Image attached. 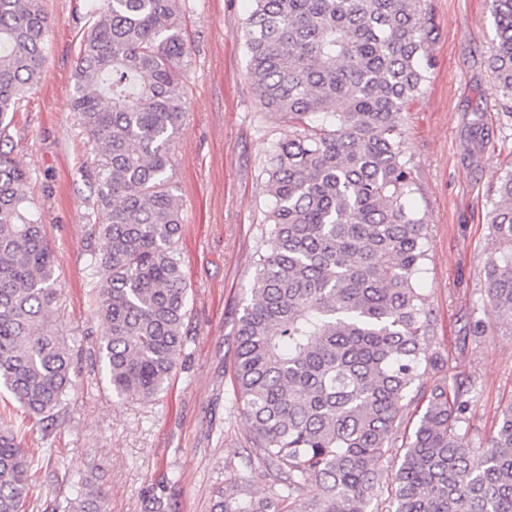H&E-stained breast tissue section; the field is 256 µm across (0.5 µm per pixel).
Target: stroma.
Returning <instances> with one entry per match:
<instances>
[{
    "label": "stroma",
    "instance_id": "obj_1",
    "mask_svg": "<svg viewBox=\"0 0 512 512\" xmlns=\"http://www.w3.org/2000/svg\"><path fill=\"white\" fill-rule=\"evenodd\" d=\"M50 19L42 77L14 116L15 154L30 171V196L46 226L63 288L57 326L72 348L77 383L67 422L42 431L0 388V415L33 448L52 449L32 478L29 512L75 497L65 474L90 476L104 512H144L148 491L164 489L170 512H210L216 487L268 485L245 467L251 427L234 409L235 332L250 297L253 257L264 223L263 165L288 125L259 104L246 75L243 27L251 0H186L188 74L177 87L189 112L176 140L172 182L182 203L179 252L188 288V341L157 398L124 405L91 370L99 333L87 271L96 196L84 176L92 156L70 110L76 48L88 26L84 0H42ZM423 92L402 115V152L419 190L411 205L428 226L420 286L434 336L424 384L448 375L468 383L469 433L478 446L512 401V335L492 329L465 339L484 315L492 183L512 168V118L498 106L489 68L496 44L490 0H426ZM483 125L485 137L474 136Z\"/></svg>",
    "mask_w": 512,
    "mask_h": 512
}]
</instances>
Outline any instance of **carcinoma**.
<instances>
[{
  "instance_id": "obj_1",
  "label": "carcinoma",
  "mask_w": 512,
  "mask_h": 512,
  "mask_svg": "<svg viewBox=\"0 0 512 512\" xmlns=\"http://www.w3.org/2000/svg\"><path fill=\"white\" fill-rule=\"evenodd\" d=\"M247 73L288 132L266 160L265 232L238 318L235 408L251 423L247 463L268 492L214 494L211 512H370L385 448L426 398L392 476L391 512H512V403L471 448L469 388L420 384L432 336L417 288L428 226L400 149L404 105L425 82L424 0H252ZM72 111L95 154L94 280L100 374L125 403L163 392L187 341L178 249L183 217L169 171L187 112L183 0H86ZM490 61L512 117V0H492ZM49 17L41 0H0V387L38 423L64 418L71 348L56 326V257L28 196L30 173L8 128L38 85ZM482 269L485 318L475 339L512 326V169L498 178ZM34 451L0 423V512H28ZM52 512H103L98 490Z\"/></svg>"
}]
</instances>
